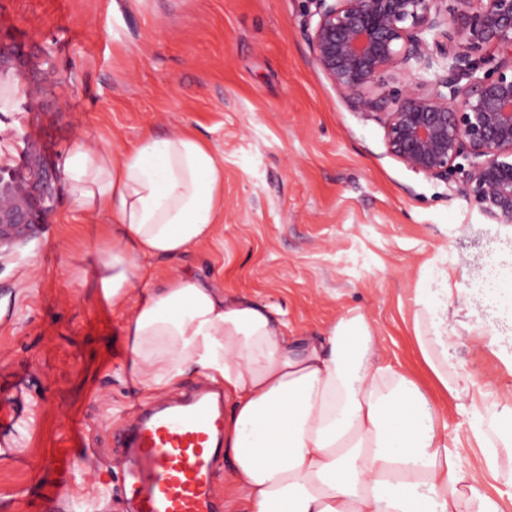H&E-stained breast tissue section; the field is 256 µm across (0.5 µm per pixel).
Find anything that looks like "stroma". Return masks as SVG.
Returning <instances> with one entry per match:
<instances>
[{"label":"stroma","mask_w":512,"mask_h":512,"mask_svg":"<svg viewBox=\"0 0 512 512\" xmlns=\"http://www.w3.org/2000/svg\"><path fill=\"white\" fill-rule=\"evenodd\" d=\"M310 0H0V38L20 51L0 100V163L24 171L27 147L62 168L76 146L120 155L146 135L193 130L224 166V213L206 243L143 263L146 281L189 276L279 310L291 335L360 314L382 357L412 374L485 491L512 493V458L487 470L476 419L506 421L512 315L488 282L512 271V226L489 223L459 192L390 156L384 129L353 110L313 62ZM106 213L73 204L59 180L30 240L0 259V399L20 396L37 431L0 458V512H35L34 469L58 449H114L129 407L149 408L123 367V316L95 274ZM448 360L480 401L458 412L421 360L417 289L442 281ZM486 331L485 345L473 325Z\"/></svg>","instance_id":"1"}]
</instances>
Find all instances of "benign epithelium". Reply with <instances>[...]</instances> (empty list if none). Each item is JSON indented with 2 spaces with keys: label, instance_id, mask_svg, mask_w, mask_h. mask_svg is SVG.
<instances>
[{
  "label": "benign epithelium",
  "instance_id": "obj_1",
  "mask_svg": "<svg viewBox=\"0 0 512 512\" xmlns=\"http://www.w3.org/2000/svg\"><path fill=\"white\" fill-rule=\"evenodd\" d=\"M314 2L312 60L382 125L388 154L444 181L466 159L460 193L487 220L511 225L512 0ZM25 168L16 177L0 166V257L29 240L60 178L31 147Z\"/></svg>",
  "mask_w": 512,
  "mask_h": 512
}]
</instances>
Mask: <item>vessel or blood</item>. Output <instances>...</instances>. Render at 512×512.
<instances>
[{
	"instance_id": "b4317fda",
	"label": "vessel or blood",
	"mask_w": 512,
	"mask_h": 512,
	"mask_svg": "<svg viewBox=\"0 0 512 512\" xmlns=\"http://www.w3.org/2000/svg\"><path fill=\"white\" fill-rule=\"evenodd\" d=\"M23 417L15 404H0L1 447H9L11 432ZM223 431L224 404L201 387L137 413L119 438L129 512H221L213 484ZM87 455L84 448H64L45 459L55 480L45 486L38 512H83L87 501L73 493L72 474L77 458Z\"/></svg>"
}]
</instances>
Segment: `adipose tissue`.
Wrapping results in <instances>:
<instances>
[{"label":"adipose tissue","mask_w":512,"mask_h":512,"mask_svg":"<svg viewBox=\"0 0 512 512\" xmlns=\"http://www.w3.org/2000/svg\"><path fill=\"white\" fill-rule=\"evenodd\" d=\"M73 204L112 217L97 266L113 311H130L132 373L171 391L196 373L233 400L224 445L243 512H512L481 493L435 425L418 383L381 356L363 316L297 341L271 306L176 277L131 303L141 262L207 240L224 211V168L194 134L146 136L129 152L74 148ZM416 343L442 393L465 409L448 362V321L418 297Z\"/></svg>","instance_id":"obj_1"}]
</instances>
